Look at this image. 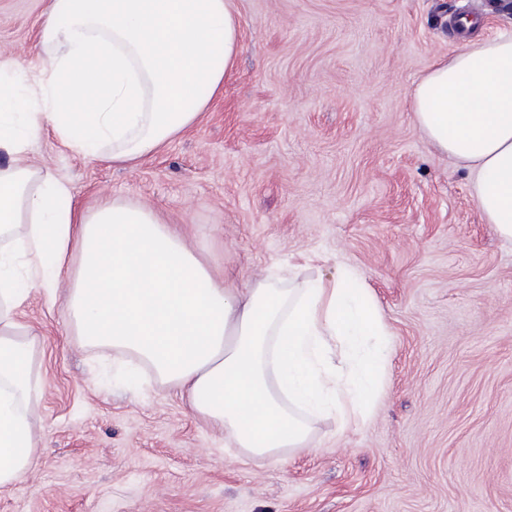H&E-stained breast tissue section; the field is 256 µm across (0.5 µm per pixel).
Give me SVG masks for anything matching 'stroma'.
<instances>
[{"instance_id":"1","label":"stroma","mask_w":512,"mask_h":512,"mask_svg":"<svg viewBox=\"0 0 512 512\" xmlns=\"http://www.w3.org/2000/svg\"><path fill=\"white\" fill-rule=\"evenodd\" d=\"M232 4L236 63L192 128L132 169L48 130L29 161L82 209L150 205L229 284L358 272L391 333L374 415L252 459L34 290L18 318L37 339L39 439L0 512H512V243L411 108L433 63L512 32V0ZM47 5L0 0V59L43 68Z\"/></svg>"}]
</instances>
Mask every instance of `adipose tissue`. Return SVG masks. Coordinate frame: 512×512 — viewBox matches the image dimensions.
I'll return each mask as SVG.
<instances>
[{"mask_svg": "<svg viewBox=\"0 0 512 512\" xmlns=\"http://www.w3.org/2000/svg\"><path fill=\"white\" fill-rule=\"evenodd\" d=\"M46 66L0 61V486L19 482L38 442L35 340L17 320L29 288L86 342L136 359L264 460L307 448L315 423L370 419L384 384L389 328L363 278L242 288L210 273L144 204L103 199L78 211L70 186L26 165L49 126L74 152L137 165L193 125L224 87L240 46L232 0H51L39 29ZM415 121L466 163L473 197L512 242V37L474 42L434 63L412 91ZM31 256L29 287L16 250ZM339 355H332L331 344Z\"/></svg>", "mask_w": 512, "mask_h": 512, "instance_id": "obj_1", "label": "adipose tissue"}]
</instances>
